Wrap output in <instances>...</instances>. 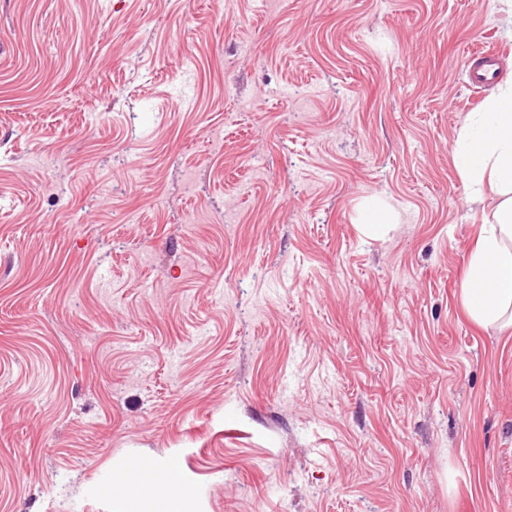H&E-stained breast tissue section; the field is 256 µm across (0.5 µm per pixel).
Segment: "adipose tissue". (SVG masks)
Masks as SVG:
<instances>
[{"label":"adipose tissue","instance_id":"1","mask_svg":"<svg viewBox=\"0 0 512 512\" xmlns=\"http://www.w3.org/2000/svg\"><path fill=\"white\" fill-rule=\"evenodd\" d=\"M458 171L472 196L496 195L466 259L461 288L465 315L483 326L512 328V82L499 87L484 112L454 145Z\"/></svg>","mask_w":512,"mask_h":512}]
</instances>
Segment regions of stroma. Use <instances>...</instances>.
Masks as SVG:
<instances>
[{
	"mask_svg": "<svg viewBox=\"0 0 512 512\" xmlns=\"http://www.w3.org/2000/svg\"><path fill=\"white\" fill-rule=\"evenodd\" d=\"M477 48L496 0H0V512H156L142 458L189 512H512Z\"/></svg>",
	"mask_w": 512,
	"mask_h": 512,
	"instance_id": "1",
	"label": "stroma"
}]
</instances>
